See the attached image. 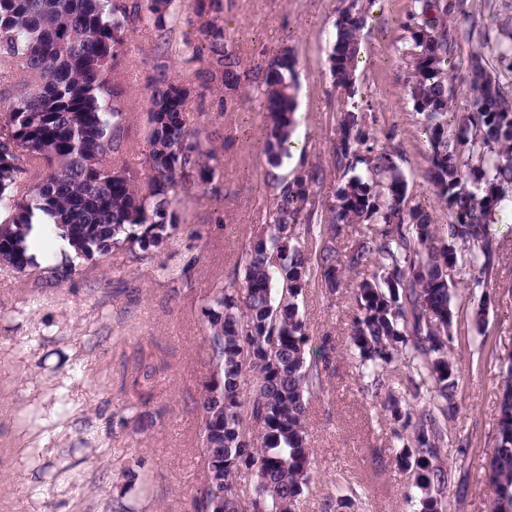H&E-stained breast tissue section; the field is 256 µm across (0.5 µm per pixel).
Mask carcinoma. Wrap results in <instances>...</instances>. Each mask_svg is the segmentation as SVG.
<instances>
[{"mask_svg": "<svg viewBox=\"0 0 512 512\" xmlns=\"http://www.w3.org/2000/svg\"><path fill=\"white\" fill-rule=\"evenodd\" d=\"M374 0H346L336 19L328 56L333 82L355 93L358 56ZM224 0H188L197 18L186 48L203 67L197 83L169 75L175 0H0V58L13 63L0 85L14 91L0 112V263L23 271L36 265L32 250L62 239L73 255L55 262L46 253L44 273L57 283L73 274L72 258L99 262L116 250L140 260L163 247L168 228L180 223L173 207L179 184L206 186L216 178L217 156L191 132L187 112L201 108L220 81V107L238 103L249 86L260 90L266 122L265 180L276 189L268 231L252 241L244 285L219 289L205 308L213 352L210 376L219 393L199 400L203 448L221 465L219 484L196 491L195 509L239 512L232 490L241 478L255 480L261 512H297L312 477V450L305 429L306 401L322 386L317 363L307 361L308 336L298 296L313 268L302 236H336L344 224H364L362 240L342 254L326 244L317 256L325 286L334 291L347 271L371 273L357 285L359 314L352 331L374 385L398 357L415 371L409 387L431 384L443 401L418 421L388 396L394 418L413 425L397 461L415 472L421 512H447L449 476L438 464L447 436L442 421L456 417L458 374L448 359L454 324L453 280L459 266L454 243L477 253L467 260L480 285L495 265L488 227L512 197V98L486 67L493 55L512 66V32L485 38L468 56L472 111L451 117L455 67L452 21L464 0H412L403 27L411 62L407 96L428 146L425 178L448 209L438 226L410 204L400 152L387 149L366 128L370 104L353 102L341 112L331 157L338 174L330 202L317 201L324 170L311 165L288 178L280 174L291 153L299 83L293 50L284 46L253 65L235 49L229 28L215 21ZM153 26L155 75L148 84L147 126L141 166L126 161L124 86L114 79L126 61L128 34ZM38 224V236L30 237ZM281 294L274 297V275ZM254 390L244 396L245 378ZM496 446L487 470L491 512H512V364L506 369ZM261 426L263 445L244 442L246 420Z\"/></svg>", "mask_w": 512, "mask_h": 512, "instance_id": "1", "label": "carcinoma"}]
</instances>
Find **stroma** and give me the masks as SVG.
Returning <instances> with one entry per match:
<instances>
[{"instance_id": "obj_1", "label": "stroma", "mask_w": 512, "mask_h": 512, "mask_svg": "<svg viewBox=\"0 0 512 512\" xmlns=\"http://www.w3.org/2000/svg\"><path fill=\"white\" fill-rule=\"evenodd\" d=\"M339 0H232L225 17L239 53L250 60L294 46L300 81L296 150L282 174L302 165L325 170L327 199L337 174L331 144L346 92L333 86L328 55ZM411 0H377L357 71L359 96L373 106L368 127L379 145L396 146L410 203L434 223L449 220L425 181L428 144L407 100V61L397 50ZM459 21L452 110L470 111L469 27L512 26V0H468ZM154 34L142 25L127 42L120 80L126 89L131 164L145 150L146 86L154 74ZM219 90L188 114L219 158L214 188L176 196L182 221L146 260L126 251L77 261L57 284L41 267L0 266V512H194L206 459L198 408L211 344L203 311L215 288L242 285L250 242L269 222L275 194L264 178V114L247 95L221 110ZM499 254L482 315L457 313L448 355L459 369V412L448 423L440 460L450 474V512H490L487 458L495 445L503 371L512 362V210L490 226ZM354 275L336 293L312 280L298 299L308 348L330 345L323 386L309 398L306 428L313 477L300 512H343L338 485L359 494L355 512H419L414 473L396 455L412 435L384 407L404 397L406 365L375 389L361 376L351 345L357 314Z\"/></svg>"}]
</instances>
